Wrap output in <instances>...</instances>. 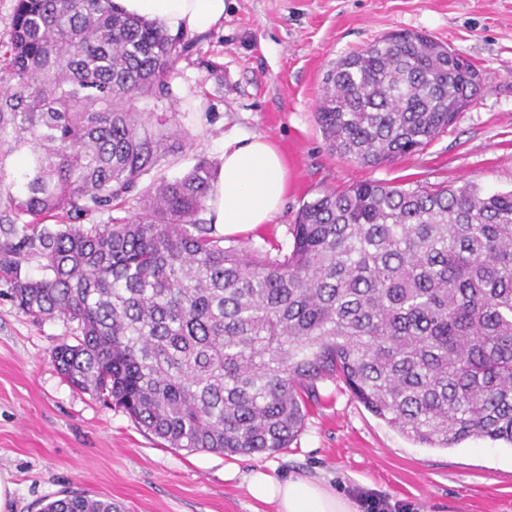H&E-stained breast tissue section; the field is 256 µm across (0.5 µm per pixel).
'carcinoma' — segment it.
<instances>
[{
	"label": "carcinoma",
	"instance_id": "carcinoma-1",
	"mask_svg": "<svg viewBox=\"0 0 512 512\" xmlns=\"http://www.w3.org/2000/svg\"><path fill=\"white\" fill-rule=\"evenodd\" d=\"M190 47L112 0H16L0 272L23 312L76 324L52 353L63 378L191 451L289 447L328 380L424 447L512 444V191L364 181L304 204L286 252L227 246L200 218L219 167L159 175L179 159L176 119L137 107L170 94ZM481 86L433 38L389 35L326 72L317 123L373 167L422 149ZM147 178L135 216L77 223ZM32 258L39 279L21 273ZM41 512L114 507L69 491Z\"/></svg>",
	"mask_w": 512,
	"mask_h": 512
}]
</instances>
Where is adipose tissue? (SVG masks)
Segmentation results:
<instances>
[{"label": "adipose tissue", "mask_w": 512, "mask_h": 512, "mask_svg": "<svg viewBox=\"0 0 512 512\" xmlns=\"http://www.w3.org/2000/svg\"><path fill=\"white\" fill-rule=\"evenodd\" d=\"M127 15L159 23L171 34L205 32L224 21L225 0H113ZM288 191V171L276 145L260 135L224 139V157L212 199L207 203L212 224L225 234L255 230L271 223ZM249 496L275 504L277 512H358L355 501L330 486L305 476L285 479L265 467L246 478Z\"/></svg>", "instance_id": "obj_1"}]
</instances>
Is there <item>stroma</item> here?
<instances>
[{"label": "stroma", "mask_w": 512, "mask_h": 512, "mask_svg": "<svg viewBox=\"0 0 512 512\" xmlns=\"http://www.w3.org/2000/svg\"><path fill=\"white\" fill-rule=\"evenodd\" d=\"M397 32L426 34L464 56L482 88L424 150L364 167L327 147L316 120L322 80L341 57ZM192 40L170 95L151 104L180 113L187 133L167 177L200 158L221 162L229 135L267 137L288 166L280 214L234 238L248 250L291 248L304 203L364 180L512 189V0H226L223 25ZM6 288L0 279V477L13 486L11 512H40L70 490L120 512H275L246 491L258 466L325 480L353 499L373 493L400 512H512V445L422 447L339 381L320 384L290 448L227 456L167 447L72 388L51 358L70 325L33 323Z\"/></svg>", "instance_id": "obj_1"}]
</instances>
